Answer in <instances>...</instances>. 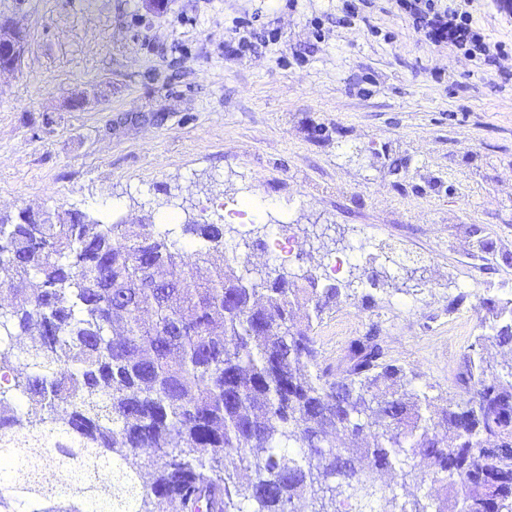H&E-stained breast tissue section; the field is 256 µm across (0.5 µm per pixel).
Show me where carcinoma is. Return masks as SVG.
<instances>
[{"label": "carcinoma", "mask_w": 512, "mask_h": 512, "mask_svg": "<svg viewBox=\"0 0 512 512\" xmlns=\"http://www.w3.org/2000/svg\"><path fill=\"white\" fill-rule=\"evenodd\" d=\"M183 231L192 262L150 221L0 214V276L39 281L0 306V512H512V380L471 361L472 396L439 407L372 332L335 378L314 322L338 288L249 278L221 225ZM482 322L512 346V299ZM392 471L441 492L401 504Z\"/></svg>", "instance_id": "obj_1"}]
</instances>
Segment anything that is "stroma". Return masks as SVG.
I'll return each instance as SVG.
<instances>
[{
  "instance_id": "stroma-1",
  "label": "stroma",
  "mask_w": 512,
  "mask_h": 512,
  "mask_svg": "<svg viewBox=\"0 0 512 512\" xmlns=\"http://www.w3.org/2000/svg\"><path fill=\"white\" fill-rule=\"evenodd\" d=\"M164 2L0 0L27 32L0 77V213L220 224L240 263L338 288L314 325L334 372L372 329L438 405L466 399L475 341L500 372L481 319L512 298V8L467 0L487 62L416 34L396 0Z\"/></svg>"
}]
</instances>
